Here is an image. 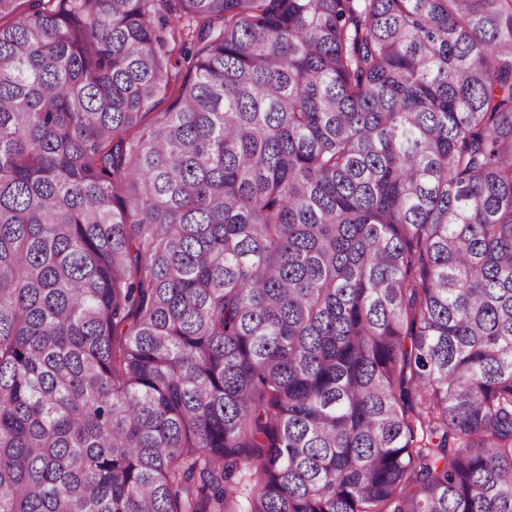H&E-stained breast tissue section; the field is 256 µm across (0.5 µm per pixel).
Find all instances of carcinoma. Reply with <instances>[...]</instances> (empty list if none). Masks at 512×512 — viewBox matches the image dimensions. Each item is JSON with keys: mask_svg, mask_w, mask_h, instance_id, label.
Here are the masks:
<instances>
[{"mask_svg": "<svg viewBox=\"0 0 512 512\" xmlns=\"http://www.w3.org/2000/svg\"><path fill=\"white\" fill-rule=\"evenodd\" d=\"M251 460L512 512V0H0V512Z\"/></svg>", "mask_w": 512, "mask_h": 512, "instance_id": "cac0c4a2", "label": "carcinoma"}]
</instances>
